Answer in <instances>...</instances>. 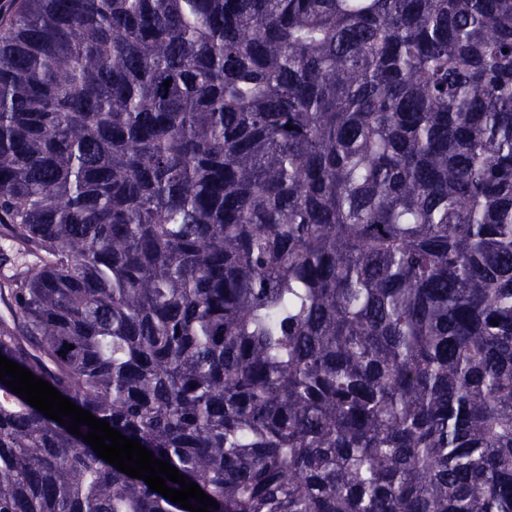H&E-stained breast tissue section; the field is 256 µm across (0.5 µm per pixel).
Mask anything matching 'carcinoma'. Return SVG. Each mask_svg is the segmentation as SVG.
<instances>
[{
	"label": "carcinoma",
	"mask_w": 512,
	"mask_h": 512,
	"mask_svg": "<svg viewBox=\"0 0 512 512\" xmlns=\"http://www.w3.org/2000/svg\"><path fill=\"white\" fill-rule=\"evenodd\" d=\"M0 232V354L209 512H512V0H22ZM0 512L187 510L0 382ZM2 255H6L10 261L0 266V280L3 279L4 276L11 275L17 267H22L35 260L31 255L19 253L16 246L9 238L6 237L4 239L0 236V258Z\"/></svg>",
	"instance_id": "obj_1"
}]
</instances>
